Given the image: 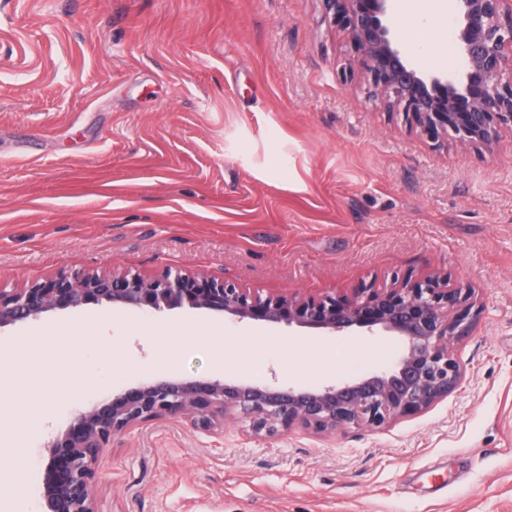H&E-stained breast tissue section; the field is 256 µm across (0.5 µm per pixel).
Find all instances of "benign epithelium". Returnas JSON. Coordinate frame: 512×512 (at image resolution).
I'll list each match as a JSON object with an SVG mask.
<instances>
[{"instance_id":"obj_1","label":"benign epithelium","mask_w":512,"mask_h":512,"mask_svg":"<svg viewBox=\"0 0 512 512\" xmlns=\"http://www.w3.org/2000/svg\"><path fill=\"white\" fill-rule=\"evenodd\" d=\"M321 2L325 18L346 32L369 97L403 115L420 135L438 146L452 138L489 148L502 129H512V0H455L465 67L438 75L423 74L397 48L389 0ZM89 304L150 313L186 305L334 336L383 331L405 347L388 367L326 386L166 378L127 388L78 412L48 442L40 468L44 512H100L94 488L105 449L112 438L160 417L213 432L231 410L253 433L271 436L294 428L316 434L384 428L420 413L457 387L461 369L452 345L476 317L470 292L450 289L439 277L352 298H263L206 276L168 269L145 278L126 269L61 272L26 288H0V328Z\"/></svg>"}]
</instances>
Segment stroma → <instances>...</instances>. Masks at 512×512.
<instances>
[{"label":"stroma","mask_w":512,"mask_h":512,"mask_svg":"<svg viewBox=\"0 0 512 512\" xmlns=\"http://www.w3.org/2000/svg\"><path fill=\"white\" fill-rule=\"evenodd\" d=\"M321 0H0V286L166 269L261 296L399 279L469 288L459 386L383 429L255 436L161 418L113 438L101 512H512V131L435 146L367 97ZM58 357L0 386L49 431L158 378L322 386L390 365L394 335L330 336L176 308L86 305ZM223 344L226 358L214 354ZM44 438L0 447V500L31 512Z\"/></svg>","instance_id":"stroma-1"}]
</instances>
